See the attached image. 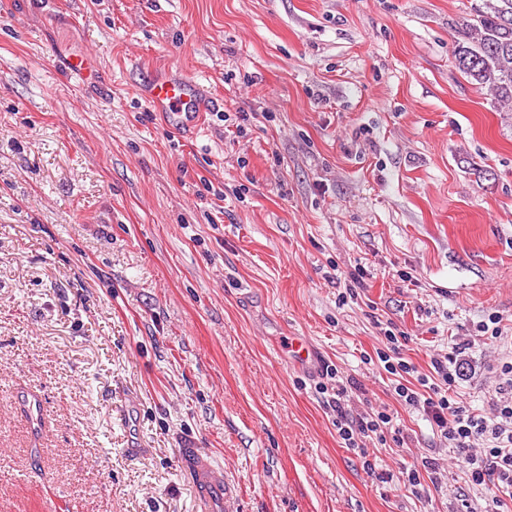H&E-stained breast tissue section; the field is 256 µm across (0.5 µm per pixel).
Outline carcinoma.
Returning <instances> with one entry per match:
<instances>
[{"label":"carcinoma","mask_w":512,"mask_h":512,"mask_svg":"<svg viewBox=\"0 0 512 512\" xmlns=\"http://www.w3.org/2000/svg\"><path fill=\"white\" fill-rule=\"evenodd\" d=\"M455 32L458 70L498 104L512 105V0H481Z\"/></svg>","instance_id":"obj_1"}]
</instances>
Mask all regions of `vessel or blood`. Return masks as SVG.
<instances>
[{"instance_id": "1", "label": "vessel or blood", "mask_w": 512, "mask_h": 512, "mask_svg": "<svg viewBox=\"0 0 512 512\" xmlns=\"http://www.w3.org/2000/svg\"><path fill=\"white\" fill-rule=\"evenodd\" d=\"M69 69L71 77L81 83L95 82L99 74L98 66L93 61L83 58L71 59ZM141 94L155 111L166 114L168 118L176 121L181 129L187 131L196 125L202 112L209 106L208 99L200 94L194 83L184 78L152 77L142 88ZM181 455L194 467L197 480L205 492H220L223 493L225 501H232V492L223 491L220 476L198 449H182Z\"/></svg>"}]
</instances>
